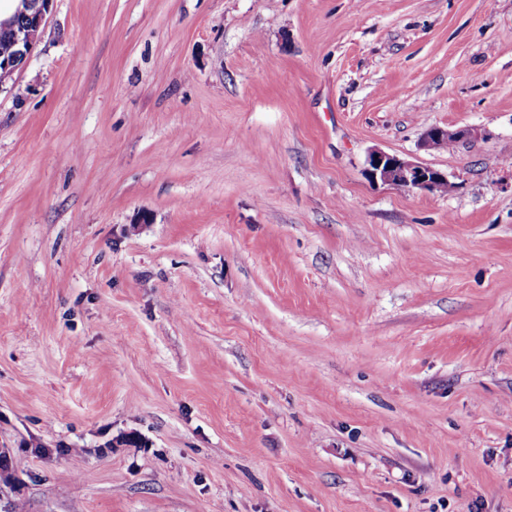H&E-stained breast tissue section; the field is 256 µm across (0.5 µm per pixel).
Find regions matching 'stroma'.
I'll list each match as a JSON object with an SVG mask.
<instances>
[{
  "instance_id": "obj_1",
  "label": "stroma",
  "mask_w": 512,
  "mask_h": 512,
  "mask_svg": "<svg viewBox=\"0 0 512 512\" xmlns=\"http://www.w3.org/2000/svg\"><path fill=\"white\" fill-rule=\"evenodd\" d=\"M0 451V512H512V0H52ZM481 136L478 128H452L433 127L424 134V146L431 149H444L451 142H460L467 139H477ZM375 156H378V159H375ZM366 162V173L372 180L395 185L408 191L415 189L437 191L441 185H447L450 193L456 187L444 173L396 154L372 150Z\"/></svg>"
}]
</instances>
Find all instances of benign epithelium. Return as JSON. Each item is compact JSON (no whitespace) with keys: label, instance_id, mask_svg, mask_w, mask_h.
I'll return each instance as SVG.
<instances>
[{"label":"benign epithelium","instance_id":"7a95c632","mask_svg":"<svg viewBox=\"0 0 512 512\" xmlns=\"http://www.w3.org/2000/svg\"><path fill=\"white\" fill-rule=\"evenodd\" d=\"M47 12L38 8L29 15L28 28L15 36L16 44L23 55L22 63H27L34 45L41 34L46 21ZM481 136L479 129L433 127L424 134V146L431 149H444L451 142H460L467 139H476ZM366 173L374 181L391 184L408 191L424 189L435 191L440 186H448V191L455 190V184L448 177L431 167L425 166L412 159L390 154L381 150H373L367 157Z\"/></svg>","mask_w":512,"mask_h":512}]
</instances>
